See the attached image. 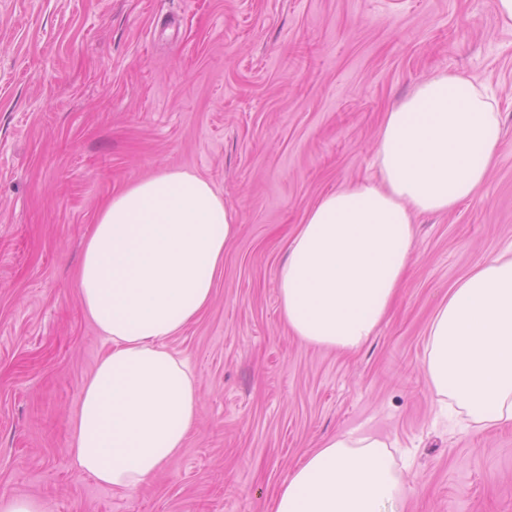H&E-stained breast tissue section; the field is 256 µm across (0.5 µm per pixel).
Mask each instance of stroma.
Wrapping results in <instances>:
<instances>
[{"label": "stroma", "mask_w": 512, "mask_h": 512, "mask_svg": "<svg viewBox=\"0 0 512 512\" xmlns=\"http://www.w3.org/2000/svg\"><path fill=\"white\" fill-rule=\"evenodd\" d=\"M462 71L496 91L497 162L475 199L415 226L393 311L353 354L281 319L287 239L365 177L385 112ZM186 170L240 226L210 305L169 341L201 390L181 454L119 493L81 473L70 417L108 344L82 249L112 194ZM512 245V26L496 0H0V492L46 512H270L326 437L408 452L407 512H512V425L460 433L422 370L438 304Z\"/></svg>", "instance_id": "stroma-1"}]
</instances>
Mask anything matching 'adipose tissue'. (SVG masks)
<instances>
[{
    "label": "adipose tissue",
    "instance_id": "obj_1",
    "mask_svg": "<svg viewBox=\"0 0 512 512\" xmlns=\"http://www.w3.org/2000/svg\"><path fill=\"white\" fill-rule=\"evenodd\" d=\"M486 87L443 71L389 109L372 175L323 194L279 267L280 312L302 342L360 349L387 318L415 259L414 224L484 188L502 144ZM238 231L220 193L163 170L114 193L77 275L88 318L109 344L71 416L77 466L118 492L179 455L200 391L169 340L211 302ZM423 370L440 417L460 430L512 424V247L484 258L438 307ZM409 490L378 435L323 441L277 493L272 512H405Z\"/></svg>",
    "mask_w": 512,
    "mask_h": 512
}]
</instances>
